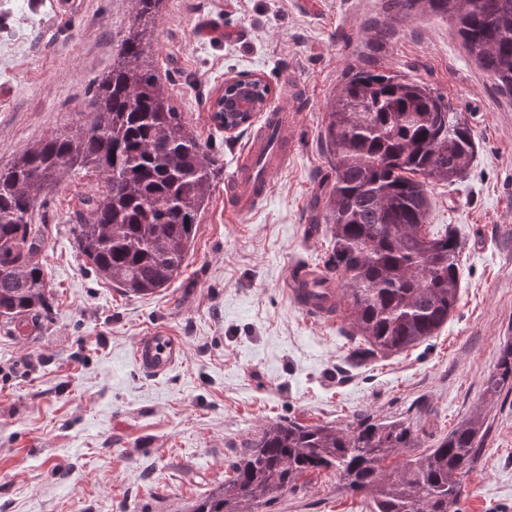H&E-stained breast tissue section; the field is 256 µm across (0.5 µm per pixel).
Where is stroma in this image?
Masks as SVG:
<instances>
[{"label":"stroma","mask_w":512,"mask_h":512,"mask_svg":"<svg viewBox=\"0 0 512 512\" xmlns=\"http://www.w3.org/2000/svg\"><path fill=\"white\" fill-rule=\"evenodd\" d=\"M132 24L129 0H0V166L88 121L93 84ZM148 53L173 106L222 155L209 205L183 273L151 295L114 288L74 247L95 176L64 178L37 208L35 223L48 227L39 256L48 310L27 335L0 326V512H189L270 421L417 419L427 448L487 408L484 380L512 338V97L473 63L454 25L393 19L388 0H163ZM370 65L443 92L477 149L468 177L430 188L429 223L462 241L447 325L351 368L339 323L307 318L286 282L294 264L319 267L330 252L310 209L334 179L320 140L325 105L346 69ZM239 75L269 85V106L288 104L298 145L267 201L245 216L228 207L227 184L261 123L227 133L214 120L225 82ZM159 329L184 351L152 376L132 351ZM487 410L459 512H512V397ZM259 512L369 507L328 473Z\"/></svg>","instance_id":"stroma-1"}]
</instances>
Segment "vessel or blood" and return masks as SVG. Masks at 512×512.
Instances as JSON below:
<instances>
[{"label":"vessel or blood","instance_id":"1","mask_svg":"<svg viewBox=\"0 0 512 512\" xmlns=\"http://www.w3.org/2000/svg\"><path fill=\"white\" fill-rule=\"evenodd\" d=\"M285 113H268L259 135L244 148V156L228 181L229 207L240 215L254 211L267 198L273 177L285 168L295 152ZM288 292L295 304L310 318L329 321L333 315L322 296V284L316 282L310 266L295 265L287 279ZM183 341L169 332L157 330L140 337L133 358L145 373L162 375L176 365Z\"/></svg>","mask_w":512,"mask_h":512}]
</instances>
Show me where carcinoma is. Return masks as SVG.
Here are the masks:
<instances>
[{
  "label": "carcinoma",
  "instance_id": "carcinoma-1",
  "mask_svg": "<svg viewBox=\"0 0 512 512\" xmlns=\"http://www.w3.org/2000/svg\"><path fill=\"white\" fill-rule=\"evenodd\" d=\"M134 23L112 69L96 80L89 123L55 134L0 167V322L20 332L46 315L38 260L47 225L32 223L64 177L100 185L81 197L89 219L75 248L102 279L152 294L186 267L220 160L185 124L147 62L148 25L162 0H130ZM451 21L473 62L512 96V0H391ZM321 139L334 181L312 200L331 237L322 282L341 289L336 310L353 367L400 354L448 323L460 288L461 242L427 230L432 182L463 180L475 133L439 90L387 68H350L329 104ZM512 393V340L485 381L488 403ZM478 408L423 452L406 418L365 412L345 426L296 419L266 424L227 468L222 489L191 512H257L307 475L331 472L370 512H454L488 434Z\"/></svg>",
  "mask_w": 512,
  "mask_h": 512
}]
</instances>
